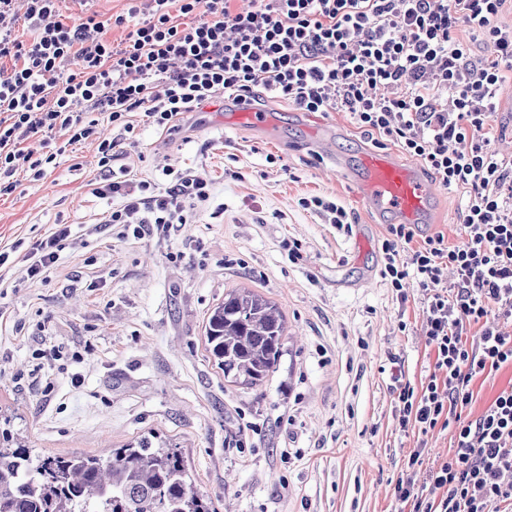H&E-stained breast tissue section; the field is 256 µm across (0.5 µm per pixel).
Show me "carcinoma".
<instances>
[{
	"mask_svg": "<svg viewBox=\"0 0 512 512\" xmlns=\"http://www.w3.org/2000/svg\"><path fill=\"white\" fill-rule=\"evenodd\" d=\"M286 319L258 293L240 288L211 308L208 351L224 378L261 385L280 357ZM0 512H215L176 448L154 434L111 456L37 460L9 428L0 430Z\"/></svg>",
	"mask_w": 512,
	"mask_h": 512,
	"instance_id": "obj_1",
	"label": "carcinoma"
}]
</instances>
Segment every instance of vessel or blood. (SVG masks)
Masks as SVG:
<instances>
[{"instance_id": "1", "label": "vessel or blood", "mask_w": 512, "mask_h": 512, "mask_svg": "<svg viewBox=\"0 0 512 512\" xmlns=\"http://www.w3.org/2000/svg\"><path fill=\"white\" fill-rule=\"evenodd\" d=\"M236 119L269 133L276 124L272 114L253 109L237 112ZM346 174L356 193L379 217H392L405 224L423 223L438 197L433 181L388 154L362 153Z\"/></svg>"}]
</instances>
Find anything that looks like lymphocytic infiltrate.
Listing matches in <instances>:
<instances>
[{"label":"lymphocytic infiltrate","instance_id":"f902f5d3","mask_svg":"<svg viewBox=\"0 0 512 512\" xmlns=\"http://www.w3.org/2000/svg\"><path fill=\"white\" fill-rule=\"evenodd\" d=\"M15 0H0V194L17 174L38 181L69 146L93 142L99 176L91 194L113 202L96 225L102 240L166 237L208 205L213 185L190 171L159 178L117 175L114 163L135 136V114L157 129L180 131L187 112L227 93L243 101L255 88L305 112L342 110L365 132L419 159L441 186L466 192L464 240L416 238L393 224L382 243V276L396 292L415 281L426 305L423 333L434 371L421 389L392 373L401 431L454 433L446 459L409 455L394 486L395 512H512V387L476 419L474 378L512 366V161L487 148L483 132L496 108L501 65L512 66V28L496 26L505 0H257L232 12V0H145L128 14L59 19V0H26L33 38L14 33ZM481 33L495 58L475 62L455 32ZM126 35L112 44L107 33ZM81 62L66 69L70 58ZM384 95H377V88ZM116 134L98 139L102 123ZM40 137L41 152L26 149ZM72 229L56 224L33 241L0 245V296L28 280L50 281ZM415 243L410 261L399 247ZM453 270L455 282L444 278Z\"/></svg>","mask_w":512,"mask_h":512}]
</instances>
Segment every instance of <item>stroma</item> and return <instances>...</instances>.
<instances>
[{
	"label": "stroma",
	"mask_w": 512,
	"mask_h": 512,
	"mask_svg": "<svg viewBox=\"0 0 512 512\" xmlns=\"http://www.w3.org/2000/svg\"><path fill=\"white\" fill-rule=\"evenodd\" d=\"M500 75L486 137L510 158L512 68ZM249 105L274 113L278 134L236 124L240 104L229 96L187 114L173 135L137 115L136 141L121 160L130 174L190 168L214 187L212 207L169 237L85 241L107 208L87 189L99 171L87 143L42 181L0 196V239L68 224L81 240L61 254L59 277L0 298L9 315L0 324V422H11L36 459L105 457L155 433L182 452L219 512H393L394 484L417 438L394 418L391 367L417 387L434 358L416 285L403 302L380 276L386 225L371 223L326 157L398 147L365 134L346 112H302L262 94ZM324 124L334 131L326 155L310 144ZM311 195L343 205L350 230L304 210L299 200ZM465 197L441 189L417 237L440 233L458 244ZM235 288L276 304L288 325L274 371L252 389L225 381L204 336L210 308ZM45 342L65 357L34 380V352Z\"/></svg>",
	"instance_id": "obj_1"
}]
</instances>
